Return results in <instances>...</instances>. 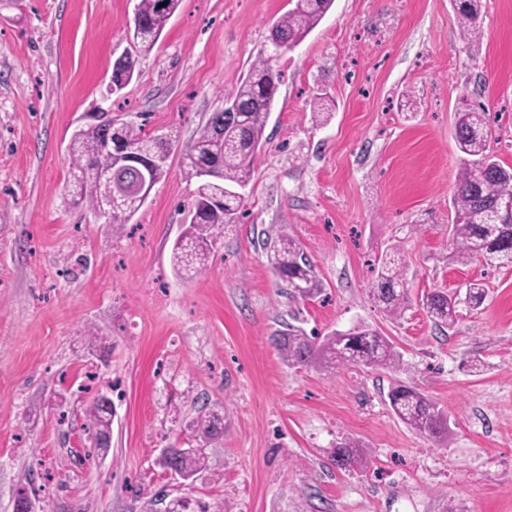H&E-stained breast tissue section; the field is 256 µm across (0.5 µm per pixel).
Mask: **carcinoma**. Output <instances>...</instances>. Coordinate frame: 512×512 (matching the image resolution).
Segmentation results:
<instances>
[{
	"label": "carcinoma",
	"instance_id": "cac0c4a2",
	"mask_svg": "<svg viewBox=\"0 0 512 512\" xmlns=\"http://www.w3.org/2000/svg\"><path fill=\"white\" fill-rule=\"evenodd\" d=\"M334 0H301L273 23L271 43L281 49L297 47L320 23ZM182 0H138L134 14L137 33L130 38V49L121 56L127 74L112 79V92L121 91L134 77L139 63L147 58L158 42L167 22L179 9ZM481 0H459L458 23L473 33L479 31L477 21ZM279 49V50H281ZM274 50V53H279ZM280 74L268 59H259L229 93L225 104L237 102L239 112H215L197 134L181 159L183 173L199 180L189 214L195 219L189 224L173 249V263L178 272L190 279L208 267L213 247L224 236V230L236 223L241 198L235 187L245 186L254 173L259 149L271 114L266 97L276 96ZM485 109L480 103H467L456 113L453 136L460 153L459 174L450 198L454 221L450 227L451 259L466 264L477 258L489 265L512 264V217L500 223L492 220L488 203L501 207L512 203V169L502 167L488 146ZM224 125V136L214 133V124ZM106 128L101 123L76 130L69 143L73 204L86 208L95 216L110 207L109 223L126 224L134 216L133 195L120 203H111V190L101 180L107 170L129 185L137 181V173L128 167L126 158L104 148ZM119 137L135 151L156 154L171 150V138L148 135L134 120L120 121ZM224 198V205L212 206L215 197ZM269 260L275 273L292 292L312 299L322 291L301 243L282 233L269 243ZM373 300L391 317L402 314L409 303L405 265L393 257L383 261L377 279L370 289ZM486 299V289L472 283L465 299L448 291L426 295L422 306L427 316L439 328H452L459 318L458 307L465 303L471 309L480 308ZM283 359L291 366L338 363L340 365L391 368L398 358L387 337L377 330L358 327L346 333L336 332L324 340L317 336L290 329L274 338ZM394 414L410 429L430 438L441 439L448 434V417L437 404L416 389L397 385L388 393ZM93 434L103 443L111 440L112 420L97 397L89 409ZM197 436L206 441L219 436L224 429L223 418L212 413L192 421ZM333 461L342 469L354 471L366 461L364 447L346 439L332 452ZM173 464L190 473L201 474L206 469L204 449L176 450Z\"/></svg>",
	"mask_w": 512,
	"mask_h": 512
}]
</instances>
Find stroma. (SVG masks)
<instances>
[{
    "label": "stroma",
    "mask_w": 512,
    "mask_h": 512,
    "mask_svg": "<svg viewBox=\"0 0 512 512\" xmlns=\"http://www.w3.org/2000/svg\"><path fill=\"white\" fill-rule=\"evenodd\" d=\"M136 3L0 0V512L22 489L40 512H150L162 493L210 512H512V265L448 261L464 101L488 107L490 150L512 167V0H482L475 35L450 0H335L276 58L267 37L288 0H183L114 94ZM266 55L282 81L244 214L184 280L171 256L196 182L181 155ZM323 91L335 107L320 123ZM102 109L172 137L168 175L125 224L94 222L66 187L70 137ZM281 231L317 298L275 276L263 243ZM393 252L410 298L397 317L369 293ZM472 282L483 306L436 327L424 295ZM359 325L390 340L394 367H294L273 341ZM398 383L447 411V440L392 414ZM101 392L104 451L87 418ZM211 411L224 433L179 485L161 452ZM344 438L369 452L359 470L331 457Z\"/></svg>",
    "instance_id": "1"
}]
</instances>
